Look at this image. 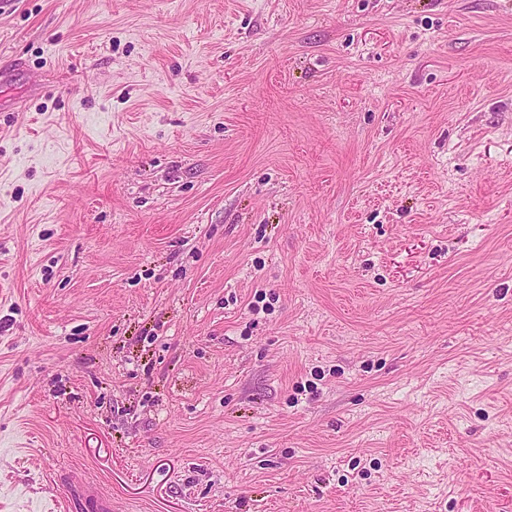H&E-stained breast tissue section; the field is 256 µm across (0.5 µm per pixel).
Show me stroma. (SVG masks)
Listing matches in <instances>:
<instances>
[{"label":"stroma","mask_w":512,"mask_h":512,"mask_svg":"<svg viewBox=\"0 0 512 512\" xmlns=\"http://www.w3.org/2000/svg\"><path fill=\"white\" fill-rule=\"evenodd\" d=\"M0 512H512V0H0ZM17 80H24L31 94L42 93L44 86L40 81L32 80L27 76L25 62L21 58L6 61L0 64V88L11 85ZM70 483H76L81 488L79 507L66 508L75 512H112V499L99 493L96 488L84 484L77 475L69 478Z\"/></svg>","instance_id":"1"}]
</instances>
